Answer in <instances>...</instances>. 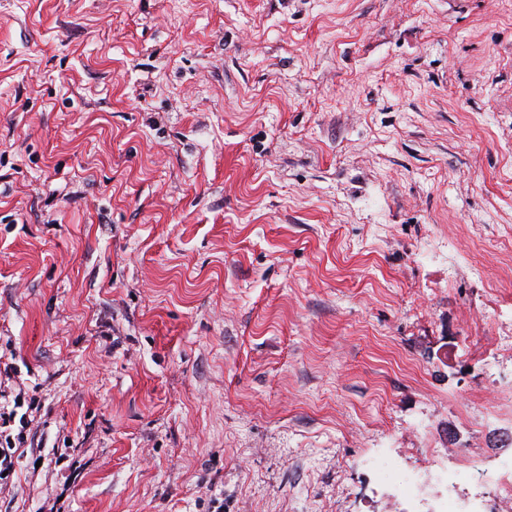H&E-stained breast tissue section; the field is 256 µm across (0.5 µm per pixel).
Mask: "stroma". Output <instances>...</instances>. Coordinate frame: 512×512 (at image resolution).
Returning <instances> with one entry per match:
<instances>
[{
    "label": "stroma",
    "instance_id": "1",
    "mask_svg": "<svg viewBox=\"0 0 512 512\" xmlns=\"http://www.w3.org/2000/svg\"><path fill=\"white\" fill-rule=\"evenodd\" d=\"M509 334L512 0H0V512L481 497ZM24 402H21L17 396L13 399V405L2 406L0 401V487L8 485L13 480L15 473L14 449L24 446L27 442L25 428L28 424L26 413L19 414ZM6 473V476H3ZM375 471L380 481L394 485L400 492H405L415 481L413 476L405 475L398 464L391 460L377 464Z\"/></svg>",
    "mask_w": 512,
    "mask_h": 512
}]
</instances>
